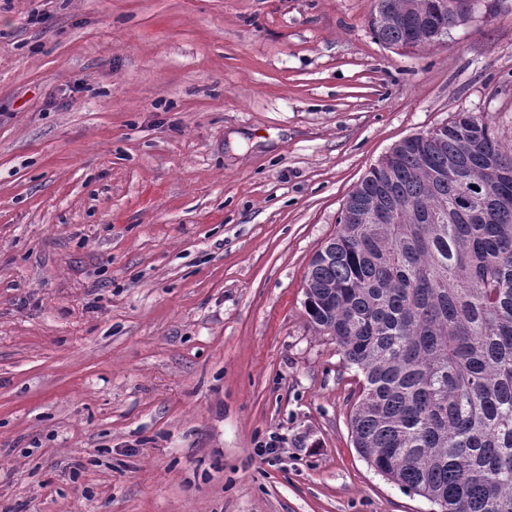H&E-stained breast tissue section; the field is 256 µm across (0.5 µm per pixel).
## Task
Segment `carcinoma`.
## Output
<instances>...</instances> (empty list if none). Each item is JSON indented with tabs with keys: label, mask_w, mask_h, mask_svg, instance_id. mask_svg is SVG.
I'll return each instance as SVG.
<instances>
[{
	"label": "carcinoma",
	"mask_w": 512,
	"mask_h": 512,
	"mask_svg": "<svg viewBox=\"0 0 512 512\" xmlns=\"http://www.w3.org/2000/svg\"><path fill=\"white\" fill-rule=\"evenodd\" d=\"M437 2L375 0L371 30L393 49L439 43ZM337 224L310 262L305 306L362 373L355 447L440 512H512V148L487 115L460 112L396 145Z\"/></svg>",
	"instance_id": "cac0c4a2"
}]
</instances>
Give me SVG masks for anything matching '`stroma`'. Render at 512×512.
<instances>
[{
    "instance_id": "obj_1",
    "label": "stroma",
    "mask_w": 512,
    "mask_h": 512,
    "mask_svg": "<svg viewBox=\"0 0 512 512\" xmlns=\"http://www.w3.org/2000/svg\"><path fill=\"white\" fill-rule=\"evenodd\" d=\"M373 7L0 0V512H430L304 278L406 137L512 144V0L421 50Z\"/></svg>"
}]
</instances>
